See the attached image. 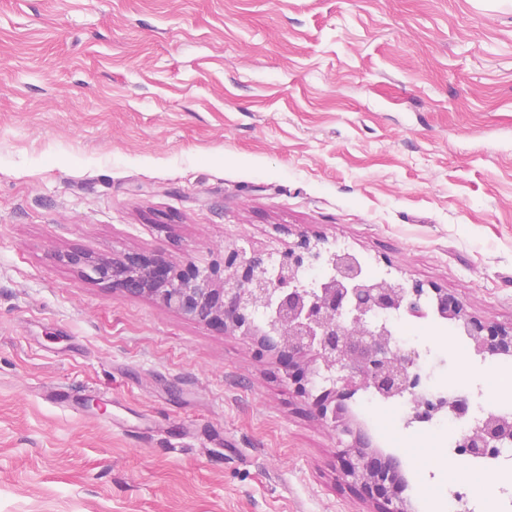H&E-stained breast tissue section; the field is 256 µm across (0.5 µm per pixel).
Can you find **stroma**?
<instances>
[{"instance_id": "1", "label": "stroma", "mask_w": 512, "mask_h": 512, "mask_svg": "<svg viewBox=\"0 0 512 512\" xmlns=\"http://www.w3.org/2000/svg\"><path fill=\"white\" fill-rule=\"evenodd\" d=\"M301 234L512 325V0H0V512H369L275 359L62 260ZM400 332L512 411V356ZM347 417L411 512H512V459Z\"/></svg>"}]
</instances>
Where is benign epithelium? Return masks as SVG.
Segmentation results:
<instances>
[{
	"label": "benign epithelium",
	"mask_w": 512,
	"mask_h": 512,
	"mask_svg": "<svg viewBox=\"0 0 512 512\" xmlns=\"http://www.w3.org/2000/svg\"><path fill=\"white\" fill-rule=\"evenodd\" d=\"M331 263L334 273L315 289L297 285L295 273L320 260ZM64 261L92 280L120 288L131 295L147 296L194 321L223 332L257 337L261 350L282 364L284 377L307 392L309 375L319 368L336 372V385L316 405L321 419L350 437L342 450L341 474L359 487L373 512H407L400 486L398 459H383L371 451L369 438L337 417L343 403L360 392L372 391L385 399L416 394L420 353L392 352V333L375 314L423 313L424 284L409 287L370 276L355 255L322 252L301 234L281 254L275 279L266 277L264 254L246 258L238 249L224 247V264L200 271L179 270L159 254L128 252L120 258L96 259L70 252ZM439 318L460 324L481 356L512 355V326L487 324L470 316L463 303L446 290L434 289ZM266 309V326L249 318L255 308ZM512 437V415H490L462 435L459 450L475 459L498 456L499 441Z\"/></svg>",
	"instance_id": "1"
}]
</instances>
